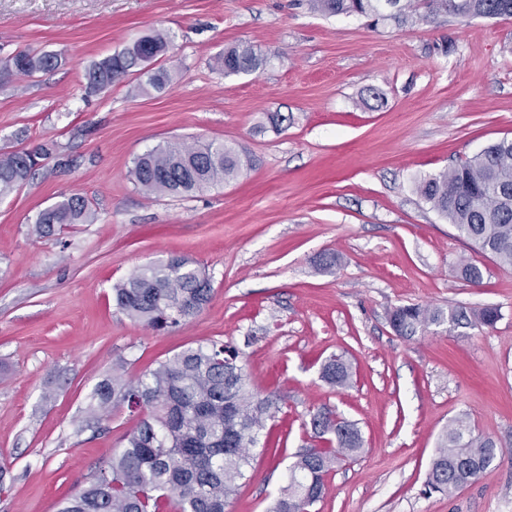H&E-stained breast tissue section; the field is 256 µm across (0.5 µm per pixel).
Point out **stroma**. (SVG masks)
Instances as JSON below:
<instances>
[{"instance_id":"stroma-1","label":"stroma","mask_w":512,"mask_h":512,"mask_svg":"<svg viewBox=\"0 0 512 512\" xmlns=\"http://www.w3.org/2000/svg\"><path fill=\"white\" fill-rule=\"evenodd\" d=\"M160 31L173 82L139 74L87 90L85 70ZM263 64L225 75V49ZM61 66L0 88V153H48L0 197V512H56L98 474L137 418L93 416L115 368L135 377L185 348L236 346L251 389L276 400L228 512H268L321 408L357 424L364 450L328 476L312 512H512V270L460 239L413 183L512 138V17L371 24L308 0H0V60L20 50ZM283 121L272 127L268 116ZM221 141L251 160L190 197L148 195L134 159L167 141ZM84 196L93 224L32 234L37 214ZM339 262L323 266L324 254ZM182 255L211 280L195 319L166 332L132 322L112 289ZM482 266L474 285L460 258ZM399 305L502 317L491 327L391 329ZM353 384L320 378L331 355ZM499 452L452 496L426 493L449 424Z\"/></svg>"}]
</instances>
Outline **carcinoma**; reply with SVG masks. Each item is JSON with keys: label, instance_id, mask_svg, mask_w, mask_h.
<instances>
[{"label": "carcinoma", "instance_id": "cac0c4a2", "mask_svg": "<svg viewBox=\"0 0 512 512\" xmlns=\"http://www.w3.org/2000/svg\"><path fill=\"white\" fill-rule=\"evenodd\" d=\"M327 15L400 18L414 5L401 0H311ZM425 18L512 16V0H417ZM170 49L166 34L154 32L92 63L87 87L98 91L123 79L132 69L146 74V84L161 89L171 81L163 66L148 68ZM18 67L0 66V87L20 77L50 72L62 63L56 53L19 51ZM224 74L255 71L261 59L249 47L224 51ZM47 152L21 150L0 155V197L29 180ZM250 160L224 143L170 142L141 155L130 175L146 194L185 196L236 179ZM416 190L431 208L452 224L459 238L471 243L500 268L512 270V139L484 147L468 161L417 182ZM97 216L83 196L73 194L41 210L33 233L54 234L67 224H92ZM458 275L478 284L481 266L468 260L456 265ZM114 291L115 305L129 319L155 331L176 328L197 317L211 299L212 287L193 263L172 256L139 268ZM501 318L496 306L470 313L420 305L392 308L389 323L396 335L411 338L431 325L462 321L493 326ZM351 366L339 356L325 361L321 379L343 389L352 382ZM90 412L104 414L122 405L140 415L94 479L60 501L57 512H226L239 481L251 466L252 450L276 404L247 387L237 348L212 341L188 347L141 376L127 378L115 369L96 388ZM323 448H305L289 467L288 484L270 512H311L325 493L326 478L339 461L363 450L355 423L327 408L310 419ZM497 444L475 434L462 420L448 427L431 461L427 487L451 494L476 480L493 462Z\"/></svg>", "mask_w": 512, "mask_h": 512}]
</instances>
